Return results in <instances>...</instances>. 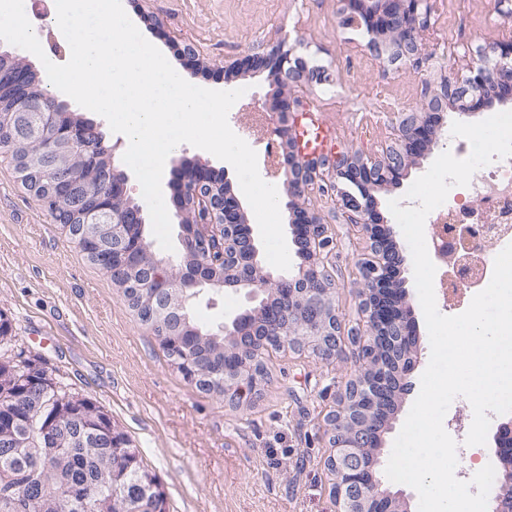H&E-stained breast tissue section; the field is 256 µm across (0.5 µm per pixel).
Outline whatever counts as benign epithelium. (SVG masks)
I'll return each instance as SVG.
<instances>
[{
	"label": "benign epithelium",
	"instance_id": "obj_1",
	"mask_svg": "<svg viewBox=\"0 0 512 512\" xmlns=\"http://www.w3.org/2000/svg\"><path fill=\"white\" fill-rule=\"evenodd\" d=\"M341 21L349 18L370 35L367 47L385 64L403 60L417 70L429 66L416 42V32L430 24L428 0H339ZM491 62L484 57L462 68H450L440 81L422 86L424 112H403L398 119V139L375 159L339 155L334 159L301 149L296 121L309 111L296 96L274 93L263 106L272 132L281 139V167L288 184L287 207L292 212L293 241L307 259L300 274L273 276L258 260V237L246 224L237 197L228 184L212 176L204 165L193 166L181 182L182 252L195 256L191 266L178 267V279L166 277L148 251L126 270L110 268L112 257L128 247L132 224L145 223L140 206L118 205L126 198L124 174L113 165L116 146H106L97 126L74 113L67 104H48L33 92L37 73L23 67L16 52L0 53V139L27 144L34 151L16 160V172L31 191L40 192L43 174L51 188L61 191L64 205L56 221L67 225L80 242L95 245L91 259L113 275L130 309H149V322L160 328V340L175 349L171 340L188 324L187 307L203 290L217 287L208 255L224 250V275L230 286L242 291L248 305L224 321V335L235 340V362L224 366V400L234 405L247 394L256 395L266 382L259 358L272 347L310 350L326 359L342 351L341 323L333 300V282L327 270L336 249V236L320 214L304 202L310 191L336 194L339 217L352 225L367 243L358 262L364 288L359 292L365 314L367 338L359 344L358 362L366 368L351 380L337 409L326 417L331 453L327 467L335 476L332 496L336 512H407L405 494L382 488L370 470L365 450L376 446L389 429V405L394 396L409 392L408 376L417 359L413 307L401 296L402 256L390 229L377 221L373 191L402 179L411 159L428 150L431 129L444 124L447 101L460 102L459 115H471L485 103L491 87L512 84V39L497 44ZM241 65L268 71L276 87L306 85L330 80L328 70L311 66L296 48L279 44L265 55L245 59ZM474 239L468 224L448 225V235L436 246V256L460 250L471 253ZM276 282L281 305L267 307L259 277ZM56 386L49 379L0 374V413L5 403L22 397L20 418H0V447L17 463L45 461L48 468L34 471V494L19 499L21 512H67L85 503L84 485L73 478V455L87 467L89 481L112 487V499L103 512H167L166 497L143 468L135 473L139 493L119 491L134 463L135 452L121 443L120 430L101 423L88 403L50 397ZM109 443L112 452L100 448ZM505 481L495 498V512H512V462L504 461Z\"/></svg>",
	"mask_w": 512,
	"mask_h": 512
}]
</instances>
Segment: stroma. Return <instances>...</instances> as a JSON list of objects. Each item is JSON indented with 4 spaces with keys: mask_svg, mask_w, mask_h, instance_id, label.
Segmentation results:
<instances>
[{
    "mask_svg": "<svg viewBox=\"0 0 512 512\" xmlns=\"http://www.w3.org/2000/svg\"><path fill=\"white\" fill-rule=\"evenodd\" d=\"M126 13L184 73L192 47L201 66L193 84L212 90L248 88L228 114L258 112L272 93L266 71L226 80V66L272 45L295 47L312 66L336 79L293 88V95L334 125L346 153L378 156L394 143L398 115L423 107L425 72L383 65L366 47L365 30L341 26L337 0H124ZM431 22L419 32L435 61L469 62L512 38V21L494 0H429ZM440 137L410 164L400 183L376 190L377 211L404 259L403 286L415 306L418 362L413 384L430 360V341L413 274V258L388 203L404 199L412 183L450 150ZM338 246L329 270L343 331L365 319L358 292V260L366 242L350 225L334 227ZM440 313L464 312L479 286L459 284L456 260L436 263ZM228 288L204 291L195 308L207 323H223L243 307ZM0 314L11 324L13 354L46 371L68 395L107 413L128 437L145 470L166 496L168 512H334L326 416L335 409L355 367L357 347L324 359L288 349L265 352L268 379L260 393L237 406L199 391L172 365L157 336L128 308L122 291L91 264L47 207L25 189L10 159L0 156Z\"/></svg>",
    "mask_w": 512,
    "mask_h": 512,
    "instance_id": "obj_1",
    "label": "stroma"
}]
</instances>
